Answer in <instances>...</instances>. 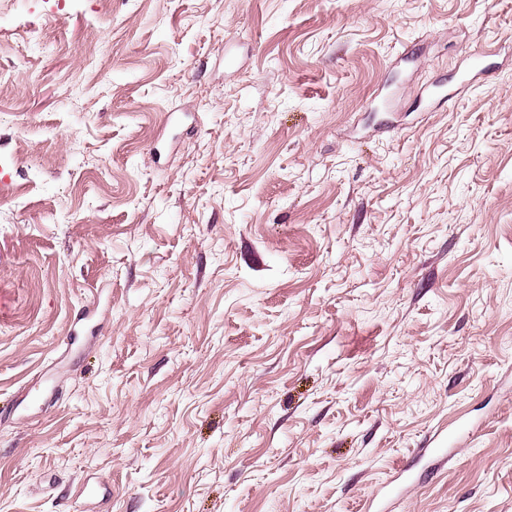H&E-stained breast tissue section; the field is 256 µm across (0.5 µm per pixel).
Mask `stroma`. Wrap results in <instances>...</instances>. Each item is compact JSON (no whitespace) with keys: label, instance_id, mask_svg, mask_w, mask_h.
I'll list each match as a JSON object with an SVG mask.
<instances>
[{"label":"stroma","instance_id":"stroma-1","mask_svg":"<svg viewBox=\"0 0 512 512\" xmlns=\"http://www.w3.org/2000/svg\"><path fill=\"white\" fill-rule=\"evenodd\" d=\"M99 2L0 0V512H512V0Z\"/></svg>","mask_w":512,"mask_h":512}]
</instances>
